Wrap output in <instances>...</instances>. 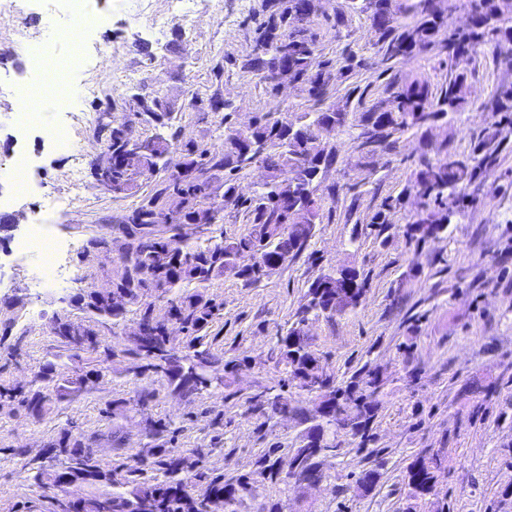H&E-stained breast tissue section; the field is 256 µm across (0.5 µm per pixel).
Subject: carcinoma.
Segmentation results:
<instances>
[{
  "label": "carcinoma",
  "instance_id": "cac0c4a2",
  "mask_svg": "<svg viewBox=\"0 0 512 512\" xmlns=\"http://www.w3.org/2000/svg\"><path fill=\"white\" fill-rule=\"evenodd\" d=\"M287 2L283 8L264 5L265 15L257 27L253 52L242 62V69L255 75L266 92L274 93V79L283 64L278 48L288 45V82L312 103L311 111L294 118L270 112L258 117L245 138L220 154L191 149L177 153L164 138L142 139L115 128L106 148V153L112 155V182L125 186L127 191L136 188L134 176L154 165L170 168V175L168 185L143 200L127 218L120 265L112 275L120 303L112 307L93 304L90 287L83 310L104 324H117L130 313L146 323L151 304L143 298L151 293L164 300L168 319L157 320L142 335L131 337L130 352L142 361L138 375L160 374L180 394H196L222 384L224 378L235 376L246 366L243 359H221L205 343L220 306L202 289L223 276H232L246 286L260 282L267 276L266 270L276 272L284 267L282 261L292 263L299 258L309 246L315 226L321 223L323 203L314 195L315 185L326 168L336 162V154L319 141L318 127L357 130L356 147L361 149V166L367 175L348 187L350 191L370 183L374 156L394 152L405 133L419 136L422 152L414 180L397 196L387 198L368 221L383 232L391 213L413 192L416 209L405 233L418 243L447 232L448 225L464 214L468 200L464 190L477 180L482 167L496 162L512 139V81H501L485 104V110L499 116V120L478 139L472 153L446 148L430 153L429 130L469 109L471 93L466 71L450 72L448 81L441 85L416 76L393 78L377 93L370 85L354 80L341 96L342 105L330 108L333 83L328 78L332 71L320 60L317 36L311 28H298L289 20L292 15L312 19L318 11L316 0ZM351 2L358 18L368 21L369 43L377 48L385 65L435 50L454 65L456 60L475 55L489 44L494 66L512 70V0H465L473 18L464 28L452 24L458 0ZM366 66L365 58L357 51L345 49L342 70L346 76ZM256 159L266 169L267 180L251 197L243 198L237 194V176ZM209 168L224 169V194L235 197L234 204L244 209L251 229L230 240L215 242L210 237L205 245L186 244L182 253L173 254L168 250V239L187 237L188 227L191 234L203 236L218 221L214 210L197 194ZM366 292L367 281L359 270L348 266L322 273L309 283L294 321L286 331L276 334L272 354L282 374L278 388L302 389L300 378L321 366L306 332L310 318L333 319L352 311L362 303ZM169 320L177 322L188 335L186 351L170 345L166 330ZM70 324L72 320L67 316L57 318L54 334L60 343L68 349L96 351V334L87 330L86 339L77 345L67 336ZM101 376L97 368L66 375L57 364L49 362L40 372L46 390L28 395L16 387H4L0 397H19L34 415L41 416L52 400L78 397ZM322 386L326 419L307 427L300 437L307 453L294 457L292 476L297 485L322 477L323 454L337 450L340 437L350 434L364 442L370 440L369 425L378 409L383 378L364 364L346 380L324 374ZM251 403L269 418L301 414L288 397L269 387L252 396ZM338 406L345 408L340 418L336 417ZM169 433L170 424L154 422L147 448L110 472L97 469L95 450L89 444L67 433L49 451L53 456L65 457L64 463L51 473L37 466L34 479L53 484L69 476L88 487V495L77 501L56 500L55 512H209L218 504L223 512H239L243 502L257 498L265 484H287L278 479L279 449L269 448L254 461L255 469L250 474L228 480L222 474L214 476L205 491L196 494L189 489V480L201 467L204 453L198 448L190 456L172 452L165 448ZM441 465L442 457L435 451L418 455L408 464L404 480L409 499L425 501L438 495L436 472Z\"/></svg>",
  "mask_w": 512,
  "mask_h": 512
}]
</instances>
